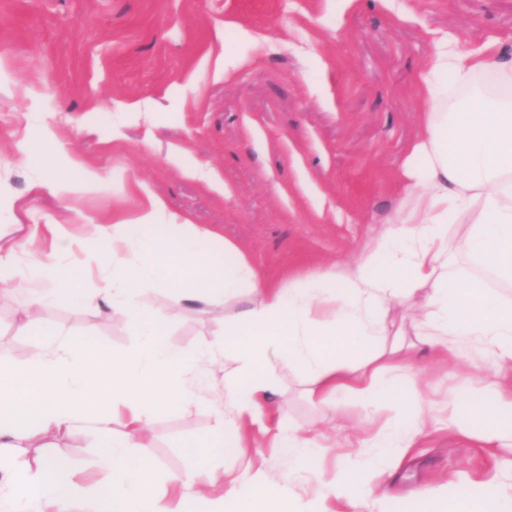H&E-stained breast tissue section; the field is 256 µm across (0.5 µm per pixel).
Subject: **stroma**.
I'll return each instance as SVG.
<instances>
[{"instance_id":"35a3bbf8","label":"stroma","mask_w":512,"mask_h":512,"mask_svg":"<svg viewBox=\"0 0 512 512\" xmlns=\"http://www.w3.org/2000/svg\"><path fill=\"white\" fill-rule=\"evenodd\" d=\"M444 33L463 51L489 40L511 50L512 0H0V248L48 224L135 218L151 193L235 243L276 284L356 259L400 209L425 107L419 76ZM68 157L98 172L95 190L73 181L58 196L38 192V164ZM197 161L223 190L185 175ZM32 307L0 282V358L33 357L37 337L19 330ZM40 315L104 355L138 343L121 314L91 325L61 303ZM219 315L201 303L171 314L164 340L217 341ZM416 364L404 397L373 417L491 381L475 343L463 360L422 349ZM276 415L330 434L318 458L329 471L358 452L372 417L352 398L325 415L293 372L282 375ZM213 423L206 409L159 410L149 430L158 472L198 466L190 447ZM484 431L478 421L461 432L427 424L377 477L391 512H415L434 488L458 500L511 479L512 449L484 447ZM97 447L71 431L50 437L46 452L96 485L108 478ZM249 457L309 500L308 482L274 449Z\"/></svg>"}]
</instances>
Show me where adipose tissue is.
<instances>
[{
    "mask_svg": "<svg viewBox=\"0 0 512 512\" xmlns=\"http://www.w3.org/2000/svg\"><path fill=\"white\" fill-rule=\"evenodd\" d=\"M420 91L426 110L402 165V215L350 264L267 283L235 244L151 195L134 221L94 225L83 241L97 258L98 286L88 293L62 273L73 238L49 225L50 251L37 256L35 276L13 280V288L44 287L41 304L71 302L93 318L124 312L139 342L132 353L103 361L85 341L57 337L37 317L23 323L43 343L27 365L0 359V486L7 490L0 512H44L49 504L72 512L80 490L65 459L46 455L29 469L17 458L47 433L76 426L97 431L110 469L109 481L88 493V512H160L161 479L223 487L207 512H302L264 470L247 464L231 480L217 464L227 451L244 456L251 425L272 433L279 456L318 482L321 501L344 512H386L387 495L372 478L397 449L412 446L426 423L420 408L373 429L364 454L328 478L316 464V435L274 431L269 422L284 368L302 377L307 397L324 412L346 396L370 412L401 397L411 365L402 344L389 340L387 315L416 299L425 310L421 343L458 355L477 341L495 377L512 378V299L448 266L449 251H458L512 288V57L503 58L494 41L464 52L438 37ZM456 222L463 229L452 239L448 226ZM103 240L110 246L101 251ZM157 288L170 290L178 306L223 305L242 294L248 303L224 315L220 343L175 348L162 339L166 315L146 303ZM216 364L224 368V412L199 445L201 466L158 477L147 429L159 409L201 406L199 390ZM445 410L448 428L485 418L488 447L512 443V391L490 403L474 391L453 395ZM431 500L437 512H512V490L497 486L471 500Z\"/></svg>",
    "mask_w": 512,
    "mask_h": 512,
    "instance_id": "adipose-tissue-1",
    "label": "adipose tissue"
}]
</instances>
